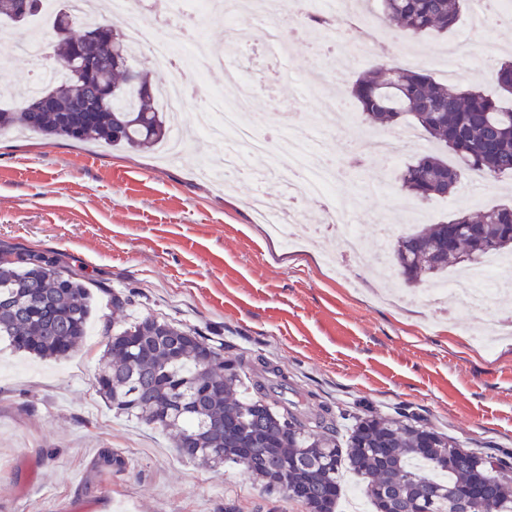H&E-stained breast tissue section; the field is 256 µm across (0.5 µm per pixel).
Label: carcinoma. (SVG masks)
Instances as JSON below:
<instances>
[{"label":"carcinoma","instance_id":"cac0c4a2","mask_svg":"<svg viewBox=\"0 0 512 512\" xmlns=\"http://www.w3.org/2000/svg\"><path fill=\"white\" fill-rule=\"evenodd\" d=\"M469 8L470 0H379L376 18L409 37L443 34ZM70 12L84 31L57 40L65 80L28 94L1 86L14 102L0 106V130L136 150L163 142L166 117L151 73L139 69L140 92L121 89L115 59L130 58L125 35L113 23H90L85 14ZM493 79L503 96L512 97V61L498 63ZM109 90L117 103L101 110ZM351 95L366 121H403L451 153V164L425 154L402 169L401 188L416 198H445L469 176L493 181L512 175V106L479 89L382 61L355 81ZM46 97L56 109L43 107ZM462 224L473 225L474 232L448 248L449 230ZM508 251L512 206L499 205L400 235L392 260L406 283L419 285ZM88 281L86 267L62 254L0 245V336L41 358L70 355L86 336L93 311ZM287 384L279 366L259 357L251 369L196 330L154 315L122 321L95 377L96 392L110 408L173 432L180 458L242 466L262 488L286 492L313 512H338L346 472L366 479L372 512H463L471 495L470 512H512L504 460L474 455L429 426L372 411L354 414L341 434L330 408L298 409L284 396ZM124 466L121 456L106 451L91 472Z\"/></svg>","mask_w":512,"mask_h":512}]
</instances>
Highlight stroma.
Wrapping results in <instances>:
<instances>
[{
	"label": "stroma",
	"instance_id": "stroma-1",
	"mask_svg": "<svg viewBox=\"0 0 512 512\" xmlns=\"http://www.w3.org/2000/svg\"><path fill=\"white\" fill-rule=\"evenodd\" d=\"M278 18L284 56L257 45L241 61L252 80L270 82L274 100L242 95L233 108L283 142L306 129L310 163L340 168L332 202L354 212L369 236L416 203L399 189L403 166L446 149L425 140L386 163L367 146L382 127L362 121L329 134L309 124L324 91L349 93L375 60L401 49L444 80L442 55L463 41L477 61L459 79L496 98L499 89L478 61L483 45L496 41L500 58L512 57V35L476 25L469 13L445 34L408 38L384 29L367 56L351 62L295 39L298 15ZM39 74L50 87L65 76L51 45L35 63L0 69V83L19 88ZM353 140L364 157L357 169L342 160ZM223 155L222 144L198 138L167 160L158 150L0 132V243L82 263L96 291L89 334L69 357L41 359L0 341V512H305L302 503L263 490L242 467L181 459L173 435L109 408L94 382L106 335L122 316H163L215 346L279 364L299 408L401 411L468 451L512 458V338L490 353L472 341L489 330L492 314L459 307L452 320L435 323L422 300L382 296L372 259L337 277L331 233L298 232L288 246L265 223L288 205L283 184L202 175ZM473 194L484 209L511 203L512 178L486 187L462 181L448 198L421 204L426 223L468 208ZM113 293L129 299L123 314L108 303ZM106 450L125 467L87 485L92 462Z\"/></svg>",
	"mask_w": 512,
	"mask_h": 512
}]
</instances>
